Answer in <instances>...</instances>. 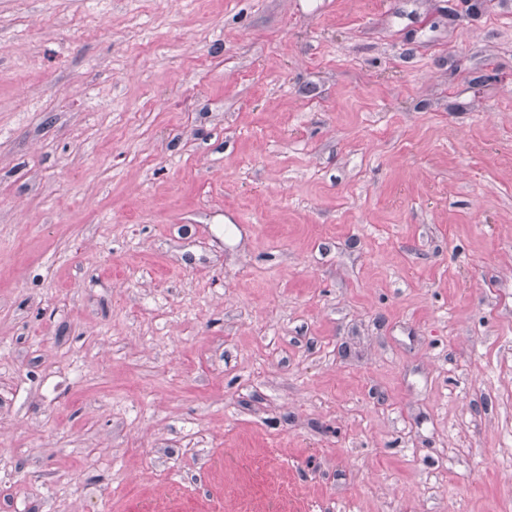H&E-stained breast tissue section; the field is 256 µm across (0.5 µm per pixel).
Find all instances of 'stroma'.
Here are the masks:
<instances>
[{"label": "stroma", "mask_w": 512, "mask_h": 512, "mask_svg": "<svg viewBox=\"0 0 512 512\" xmlns=\"http://www.w3.org/2000/svg\"><path fill=\"white\" fill-rule=\"evenodd\" d=\"M512 512V0H0V512Z\"/></svg>", "instance_id": "1"}]
</instances>
